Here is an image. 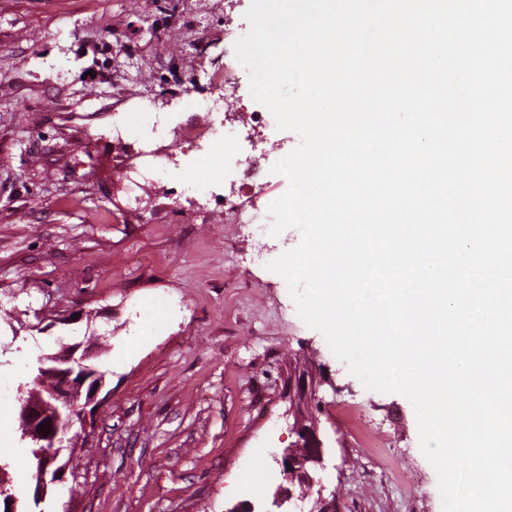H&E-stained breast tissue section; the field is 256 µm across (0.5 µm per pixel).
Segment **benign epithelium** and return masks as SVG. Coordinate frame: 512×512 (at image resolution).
<instances>
[{
	"mask_svg": "<svg viewBox=\"0 0 512 512\" xmlns=\"http://www.w3.org/2000/svg\"><path fill=\"white\" fill-rule=\"evenodd\" d=\"M57 341L61 343V351L48 356L53 362L51 375L56 382L50 398L18 396L20 427L29 434L46 436L45 442L50 444L46 470L39 484L38 496L42 500L47 499L49 492L56 493L67 483L69 469L58 466L57 461L71 447L72 421L79 422L82 429H87L84 421L86 409L100 405L98 394L105 381L99 372L84 366L89 359V351L83 347V343L65 344L61 336ZM320 385L316 377L299 371L288 377L286 391L296 406L309 408L322 402L319 396ZM41 425L44 430L40 432L38 427ZM290 432L295 436V441L274 455L283 479L274 494L273 505L278 508L297 500L292 483L298 475L325 469V440L319 420H299L292 424ZM312 484L318 486V489L317 498L309 512H333L334 502L323 496L325 486L322 479L314 478Z\"/></svg>",
	"mask_w": 512,
	"mask_h": 512,
	"instance_id": "1",
	"label": "benign epithelium"
}]
</instances>
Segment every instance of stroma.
Returning a JSON list of instances; mask_svg holds the SVG:
<instances>
[{"label":"stroma","mask_w":512,"mask_h":512,"mask_svg":"<svg viewBox=\"0 0 512 512\" xmlns=\"http://www.w3.org/2000/svg\"><path fill=\"white\" fill-rule=\"evenodd\" d=\"M250 0H0V379L14 382L56 336L100 337L110 353L89 446L72 464L75 512H270L272 453L290 442V369L311 364L333 445L322 474L337 512H442L411 403L366 389L299 318L266 265L297 229L256 237L195 197L149 189L125 205L123 169L141 165L149 127L119 136L122 114L201 124L207 76L248 29ZM299 143L276 127L241 143L272 166ZM356 406L376 455L329 414ZM264 404L273 418L257 424Z\"/></svg>","instance_id":"stroma-1"}]
</instances>
